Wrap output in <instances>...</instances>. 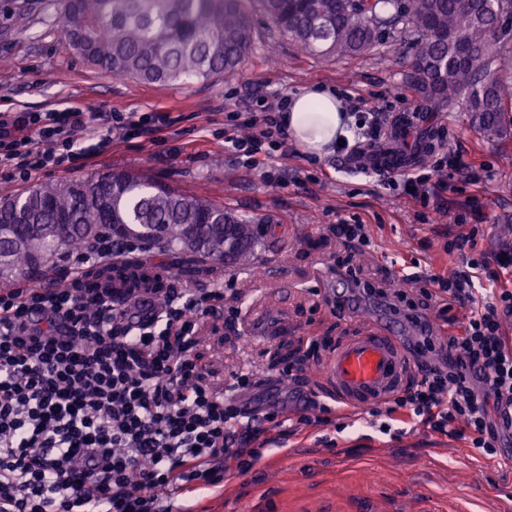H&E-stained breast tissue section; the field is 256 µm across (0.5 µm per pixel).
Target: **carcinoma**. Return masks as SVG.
<instances>
[{
	"mask_svg": "<svg viewBox=\"0 0 512 512\" xmlns=\"http://www.w3.org/2000/svg\"><path fill=\"white\" fill-rule=\"evenodd\" d=\"M259 11L306 52L324 59L376 50L380 34L412 38L410 84L429 116L464 103L484 135L512 136V0H64L67 43L114 76L165 85L237 71L253 50ZM127 224L144 247L180 255L196 277L207 261L242 263L281 242L278 221L224 210L143 174L112 170L41 183L0 200V283L39 279L57 256L81 254ZM118 288L155 290L158 277L135 259L95 275Z\"/></svg>",
	"mask_w": 512,
	"mask_h": 512,
	"instance_id": "carcinoma-1",
	"label": "carcinoma"
}]
</instances>
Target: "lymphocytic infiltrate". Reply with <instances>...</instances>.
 Instances as JSON below:
<instances>
[{
  "label": "lymphocytic infiltrate",
  "mask_w": 512,
  "mask_h": 512,
  "mask_svg": "<svg viewBox=\"0 0 512 512\" xmlns=\"http://www.w3.org/2000/svg\"><path fill=\"white\" fill-rule=\"evenodd\" d=\"M103 122L123 137L168 125L161 112H21L0 117V167L26 179L76 162L77 129ZM245 134L224 148L244 164L278 151L285 127L275 104L242 115ZM512 274V248L471 258L467 271L433 277L436 298L469 306L448 338L446 363L427 367L387 407L412 410L434 432L485 455L506 436L512 406V289L481 300L473 272ZM224 304L223 289H170L152 316L112 288H37L0 293V512H165L163 495L216 488L229 467L247 472L260 451L259 414L235 395L254 387L237 375L233 396L200 373L196 321Z\"/></svg>",
  "instance_id": "f902f5d3"
}]
</instances>
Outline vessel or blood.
Wrapping results in <instances>:
<instances>
[{"mask_svg":"<svg viewBox=\"0 0 512 512\" xmlns=\"http://www.w3.org/2000/svg\"><path fill=\"white\" fill-rule=\"evenodd\" d=\"M405 131L404 117L393 118L388 143L367 149L363 161L383 176L405 168L408 160L399 148ZM375 305L379 320L373 329L336 343L322 355L321 371L337 401L351 413L391 401L405 389L418 368L414 339L430 331L424 320L406 327L383 298H376Z\"/></svg>","mask_w":512,"mask_h":512,"instance_id":"obj_1","label":"vessel or blood"}]
</instances>
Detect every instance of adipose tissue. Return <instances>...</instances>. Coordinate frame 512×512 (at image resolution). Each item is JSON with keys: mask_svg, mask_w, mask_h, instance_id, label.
Segmentation results:
<instances>
[{"mask_svg": "<svg viewBox=\"0 0 512 512\" xmlns=\"http://www.w3.org/2000/svg\"><path fill=\"white\" fill-rule=\"evenodd\" d=\"M346 113L338 93L311 84L289 95L283 109L287 132L304 152L321 156L343 134Z\"/></svg>", "mask_w": 512, "mask_h": 512, "instance_id": "ef3b65f1", "label": "adipose tissue"}]
</instances>
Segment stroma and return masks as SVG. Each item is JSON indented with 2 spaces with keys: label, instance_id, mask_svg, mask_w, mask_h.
Segmentation results:
<instances>
[{
  "label": "stroma",
  "instance_id": "stroma-1",
  "mask_svg": "<svg viewBox=\"0 0 512 512\" xmlns=\"http://www.w3.org/2000/svg\"><path fill=\"white\" fill-rule=\"evenodd\" d=\"M62 16L61 0H0V113L92 104L104 112H166L173 123L153 142L114 140L104 126L80 133L83 144L99 146L91 159L26 180L2 168L0 199L48 181L123 169L210 197L238 215L278 216L285 230L280 250L257 247L250 264H223L198 279L182 276L154 251L143 254L144 260L160 261L165 288L224 289L220 313L198 322V366L217 390L230 386L234 374L269 380L288 366L319 401L307 410L288 395L273 405L281 431L293 428L298 438L316 439L314 451L296 449L285 461L265 452L248 474L229 468L223 490L190 496L191 505L208 512H500L512 496V464L500 457L461 440L449 442L416 417L401 423L335 411L319 422V407L329 404L331 391L310 347L324 349L373 326L377 309L364 291L368 285L388 294L406 290V299L390 307L405 324L428 320L433 332L418 340L421 359H430L429 344L438 341L439 331L460 330L467 308L430 301L422 290L431 276L458 267L447 247L459 234L472 236L477 254L512 247V139L485 137L458 107L432 116L439 141L407 173L381 176L333 151L318 160L290 141L272 159L248 166L224 150L227 115L255 109L257 101L275 94L285 97L320 83L349 107L361 101L392 115L418 111L409 80L412 40L387 38L364 56L318 60L256 12L255 48L236 73L153 85L101 71L68 50ZM451 152L482 168L485 182L472 183L441 166ZM272 166L281 173V185L263 177ZM410 173L429 175L425 200L404 193ZM461 212L467 215L462 225L454 220ZM341 220L367 224L369 243L336 238L330 226ZM412 273L417 281H409ZM340 282L359 290V314L337 313L331 290ZM304 414L315 425L299 426Z\"/></svg>",
  "mask_w": 512,
  "mask_h": 512
}]
</instances>
